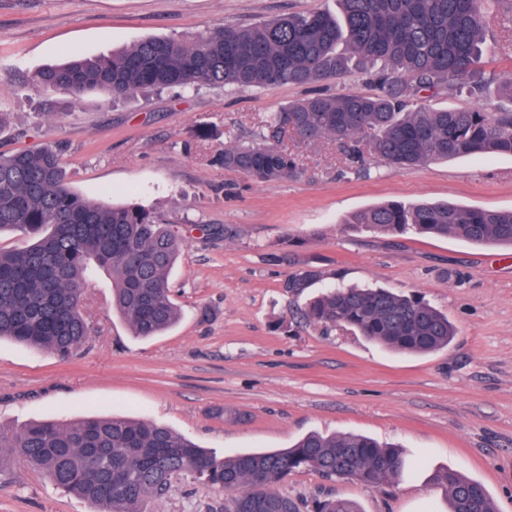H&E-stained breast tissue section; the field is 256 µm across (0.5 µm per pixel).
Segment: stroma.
<instances>
[{
	"label": "stroma",
	"mask_w": 512,
	"mask_h": 512,
	"mask_svg": "<svg viewBox=\"0 0 512 512\" xmlns=\"http://www.w3.org/2000/svg\"><path fill=\"white\" fill-rule=\"evenodd\" d=\"M336 8V0H0V112L9 115L0 152L58 142L76 192L143 206L187 239L169 276L181 317L164 335L133 336L102 274L83 303L91 336L69 362L0 340L1 427L122 414L164 423L224 457L288 448L311 432L361 433L402 446L409 473L370 489L303 471L280 492L346 498L362 512H444L445 491L429 477L450 467L512 512V247L351 224L387 201L512 210L511 155L356 168L335 141L291 135L283 145L300 175L257 183L218 164L225 147L257 140L268 113L312 93L370 92L366 75L117 101L32 85L38 70L73 53L106 56L148 37ZM302 273L307 286L289 287ZM338 282L422 296L458 334L435 354L402 356L308 321L309 300ZM224 497L184 475L150 507L221 512ZM0 512L94 508L19 457L0 475Z\"/></svg>",
	"instance_id": "obj_1"
}]
</instances>
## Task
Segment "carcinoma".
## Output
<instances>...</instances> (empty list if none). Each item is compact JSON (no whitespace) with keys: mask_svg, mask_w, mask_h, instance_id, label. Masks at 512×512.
<instances>
[{"mask_svg":"<svg viewBox=\"0 0 512 512\" xmlns=\"http://www.w3.org/2000/svg\"><path fill=\"white\" fill-rule=\"evenodd\" d=\"M340 10L295 13L253 26L224 25L193 38H147L110 56H71L33 77L43 89L80 100L104 92L121 100L170 88L303 85L341 77L355 62L378 93L319 95L269 113L264 143L224 148V168L257 182L292 178L295 157L280 142L331 138L353 163L363 151L392 167L475 154L512 155V110H434L421 93L478 88L489 51L486 31L503 0H337ZM52 145L0 154V235L30 244L0 249V339L67 361L91 328L81 307L100 273L112 278V310L135 336L149 339L179 319L169 275L185 239L148 209L89 200L70 186ZM353 223L391 235L453 236L512 246V210L467 208L448 201L392 202L360 212ZM308 320L346 327L400 353L442 350L456 336L448 316L413 295L336 284L305 312ZM15 455L95 512H146L174 478L230 493L224 512H360L348 499L307 501L279 491L291 473L315 470L380 488L409 470L403 453L356 433H311L283 451L219 457L169 426L121 415L76 422L0 426V469ZM448 512H499L479 481L451 468L435 470Z\"/></svg>","mask_w":512,"mask_h":512,"instance_id":"1","label":"carcinoma"}]
</instances>
